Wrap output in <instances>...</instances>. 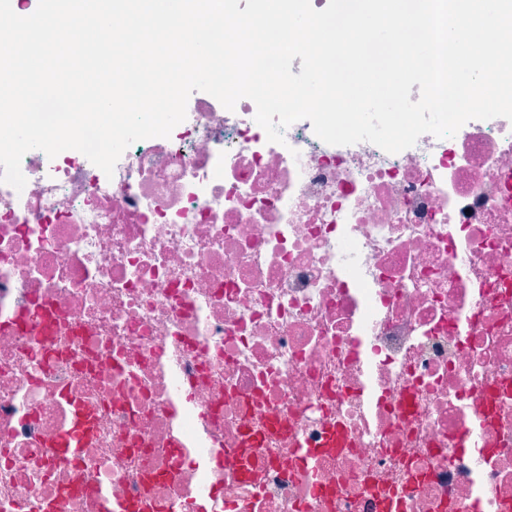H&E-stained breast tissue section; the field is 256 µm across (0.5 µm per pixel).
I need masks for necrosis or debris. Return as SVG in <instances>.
<instances>
[{
  "mask_svg": "<svg viewBox=\"0 0 512 512\" xmlns=\"http://www.w3.org/2000/svg\"><path fill=\"white\" fill-rule=\"evenodd\" d=\"M255 114L0 183V512H512V121Z\"/></svg>",
  "mask_w": 512,
  "mask_h": 512,
  "instance_id": "obj_1",
  "label": "necrosis or debris"
}]
</instances>
